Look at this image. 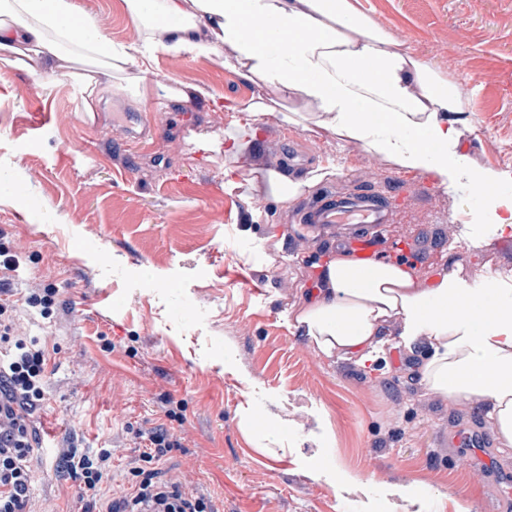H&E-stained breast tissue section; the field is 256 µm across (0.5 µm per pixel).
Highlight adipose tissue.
I'll return each mask as SVG.
<instances>
[{
    "label": "adipose tissue",
    "mask_w": 512,
    "mask_h": 512,
    "mask_svg": "<svg viewBox=\"0 0 512 512\" xmlns=\"http://www.w3.org/2000/svg\"><path fill=\"white\" fill-rule=\"evenodd\" d=\"M184 2L124 0L131 18L149 29L138 47L114 43L102 21L74 0H0V70L46 53L65 59L92 112L101 101L102 69L116 78L137 70L129 92L143 104L205 95L200 86L155 84L147 64L159 48L207 57L224 46L232 52L226 67L242 79L306 102L308 113H283L285 123L312 120L399 168L431 173L444 187L466 181L484 200L479 220L497 233L512 232V197L499 192L512 173L473 167L462 151L467 92L404 48L355 0H192L189 9ZM254 16L269 19L271 28L251 27ZM332 174L320 168L293 179L271 170L265 188L285 205ZM321 277L318 296L296 316L320 353L368 360L384 326L401 322L406 346L427 343L420 367L427 389L483 407L500 441L512 446V286L492 281L477 290L457 272L443 271L422 287L401 265L377 261L363 268L344 253L327 262ZM455 308L459 316L447 321Z\"/></svg>",
    "instance_id": "1"
}]
</instances>
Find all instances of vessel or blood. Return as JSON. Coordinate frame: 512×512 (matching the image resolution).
Returning <instances> with one entry per match:
<instances>
[{
	"label": "vessel or blood",
	"instance_id": "obj_1",
	"mask_svg": "<svg viewBox=\"0 0 512 512\" xmlns=\"http://www.w3.org/2000/svg\"><path fill=\"white\" fill-rule=\"evenodd\" d=\"M392 209L374 194L361 192L350 197L333 196L322 203L301 209L299 221L330 228L337 224L354 225L350 243L357 260L370 263L377 250L376 234L389 223Z\"/></svg>",
	"mask_w": 512,
	"mask_h": 512
}]
</instances>
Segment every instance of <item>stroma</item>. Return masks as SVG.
<instances>
[{"instance_id":"35a3bbf8","label":"stroma","mask_w":512,"mask_h":512,"mask_svg":"<svg viewBox=\"0 0 512 512\" xmlns=\"http://www.w3.org/2000/svg\"><path fill=\"white\" fill-rule=\"evenodd\" d=\"M75 3L113 42L143 40L123 0ZM358 4L470 91V164L512 172V0ZM227 53L180 54L173 72L169 53L154 54L151 79L208 94L168 102L150 131L149 108L109 75L95 118L79 126L82 99L61 60L0 72V173L15 190L0 197V247L19 261L13 294L57 291L51 318L17 309L21 334L46 347L33 420L52 448L114 455L93 492L42 458L32 512H107L130 490L135 433L160 426L184 446L155 463L157 482L205 492L213 512H507L512 449L481 407L426 388L418 355L397 345L400 324L376 362L329 359L302 338L295 316L338 246L302 234L296 218L327 194L371 190L396 204L382 253L414 246L417 282L458 268L475 288L512 269V235L480 226L465 183L442 187L275 112L258 117L263 136L239 157L197 150L243 121L224 99L277 96L225 69ZM329 164L335 175L291 204L258 189L267 171L303 178ZM462 432L486 436L484 448L456 447Z\"/></svg>"}]
</instances>
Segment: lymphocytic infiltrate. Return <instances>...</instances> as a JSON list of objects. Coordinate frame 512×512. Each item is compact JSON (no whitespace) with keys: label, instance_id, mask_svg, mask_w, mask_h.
Listing matches in <instances>:
<instances>
[{"label":"lymphocytic infiltrate","instance_id":"lymphocytic-infiltrate-1","mask_svg":"<svg viewBox=\"0 0 512 512\" xmlns=\"http://www.w3.org/2000/svg\"><path fill=\"white\" fill-rule=\"evenodd\" d=\"M15 304L0 299V512H29L32 463L41 446L32 414L46 397L45 352L36 340L18 332ZM144 450L129 464L137 479L131 498L115 501L119 512H211L208 497L185 491L178 482L157 483L150 465L176 445L167 430L141 434ZM59 467L78 478L84 487L97 489L108 477L112 452L89 454L69 447L58 449Z\"/></svg>","mask_w":512,"mask_h":512}]
</instances>
